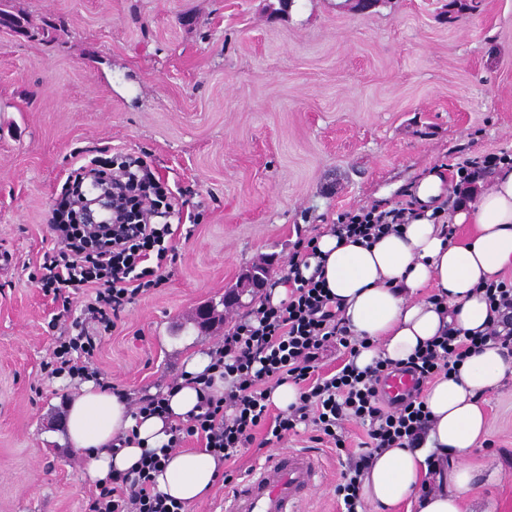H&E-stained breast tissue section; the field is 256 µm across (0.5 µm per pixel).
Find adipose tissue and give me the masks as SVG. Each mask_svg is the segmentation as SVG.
<instances>
[{
  "instance_id": "obj_1",
  "label": "adipose tissue",
  "mask_w": 512,
  "mask_h": 512,
  "mask_svg": "<svg viewBox=\"0 0 512 512\" xmlns=\"http://www.w3.org/2000/svg\"><path fill=\"white\" fill-rule=\"evenodd\" d=\"M446 192L444 174L423 177L413 191L414 218L402 233L386 234L372 246L330 232L318 238L317 254L303 274L325 278L352 334L369 338L370 348L360 350L355 359L358 367L380 356L407 360L450 326L471 335L487 328L490 310L476 287L512 268V166L500 165L490 174L487 188L472 192L454 209L453 223L468 227L458 240L446 238L432 219ZM434 294L439 297L435 303L430 300ZM210 363L202 352L187 359L184 377L164 392L168 413L162 417H132L124 396L85 380L68 406L65 436L71 447L83 452L89 480L99 483L112 473L130 471L144 451L166 444L171 424L195 414L199 398L194 378ZM509 378L512 360L490 345L466 360L457 376L430 384L423 400L432 425L423 443L375 454L365 473L362 493L374 512H398L405 504L416 506L417 512H461L469 489L467 472L457 469L451 488L420 496L426 458L434 452L464 458L487 433L480 394ZM119 437L125 443L112 451ZM222 467L203 448L172 451L155 475L156 488L193 505L207 497Z\"/></svg>"
}]
</instances>
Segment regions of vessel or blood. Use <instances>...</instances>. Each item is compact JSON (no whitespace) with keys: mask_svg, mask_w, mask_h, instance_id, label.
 Instances as JSON below:
<instances>
[{"mask_svg":"<svg viewBox=\"0 0 512 512\" xmlns=\"http://www.w3.org/2000/svg\"><path fill=\"white\" fill-rule=\"evenodd\" d=\"M318 477L316 461L304 452L271 456L226 495L224 512H301Z\"/></svg>","mask_w":512,"mask_h":512,"instance_id":"1","label":"vessel or blood"}]
</instances>
